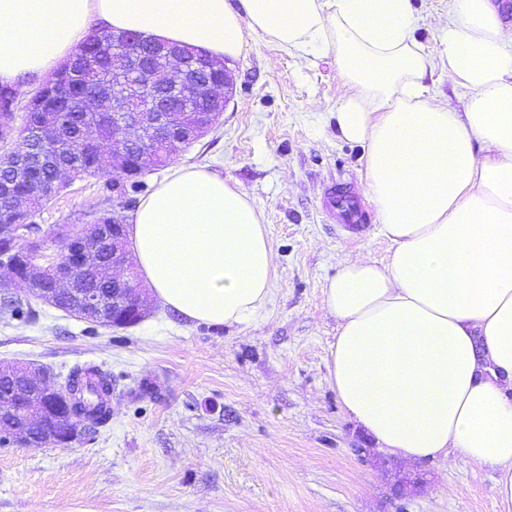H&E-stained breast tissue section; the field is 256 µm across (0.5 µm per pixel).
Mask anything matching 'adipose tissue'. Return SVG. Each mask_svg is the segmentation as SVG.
I'll list each match as a JSON object with an SVG mask.
<instances>
[{
	"mask_svg": "<svg viewBox=\"0 0 512 512\" xmlns=\"http://www.w3.org/2000/svg\"><path fill=\"white\" fill-rule=\"evenodd\" d=\"M411 0H0V83L72 56L91 27L213 56L245 32L302 59L333 52L336 129L363 146L386 263L345 258L323 286L337 336L329 382L347 414L406 461L456 451L497 474L512 512V26L491 0L438 23L463 111L435 103ZM137 262L166 307L240 325L271 291L260 214L218 174L181 167L137 206Z\"/></svg>",
	"mask_w": 512,
	"mask_h": 512,
	"instance_id": "adipose-tissue-1",
	"label": "adipose tissue"
}]
</instances>
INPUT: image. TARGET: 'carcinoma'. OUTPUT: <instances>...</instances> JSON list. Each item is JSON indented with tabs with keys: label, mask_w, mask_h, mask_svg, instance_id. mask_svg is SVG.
Listing matches in <instances>:
<instances>
[{
	"label": "carcinoma",
	"mask_w": 512,
	"mask_h": 512,
	"mask_svg": "<svg viewBox=\"0 0 512 512\" xmlns=\"http://www.w3.org/2000/svg\"><path fill=\"white\" fill-rule=\"evenodd\" d=\"M127 36L139 40V48L144 63L153 61L162 49L151 38L138 33L129 32ZM115 33L99 31L92 33L78 47L74 54L72 74L64 76L57 86L45 87L39 94V101L33 104L32 110L24 115L23 124L19 130V144L13 149L17 156L23 159V165L18 168H2L0 174L6 175L8 182L13 185V194L29 200L28 210L20 212L12 204V198L0 196V233L5 234L14 224H25L31 210L49 202L42 195L43 187L56 178L57 168L66 164L77 173L91 177L96 173L112 168V140L118 137L116 128L112 125L109 113L99 115V139L93 144H85L78 151L76 147L77 134L86 123L87 116L81 103L83 98L96 90L103 88L105 83L112 82V71L124 66V55L114 44ZM201 82L221 83L224 80V70L221 68H206L205 60L197 59V66L192 70ZM17 94L8 86H0V117L13 115ZM160 105L175 108L180 111L179 127L186 132L193 129L199 112L210 113L214 120L222 115L220 108L207 98L198 96L189 104L176 99L162 98ZM48 112L60 122L61 134L57 140L47 142L31 138V126L39 122L41 112ZM149 169L140 162L138 150L132 146L127 148V164L121 170L119 177L129 182L130 191L135 194L143 192L147 183L143 177ZM116 219L112 210L99 208L90 213L89 234L85 244L94 248L107 264H112V224ZM4 250L10 251L7 261H0V267L6 269L11 263L21 264L31 258L26 244H12L4 239L0 241ZM75 284L79 288L95 290L112 287V280L105 282L98 278L93 269H86L76 275ZM4 313L10 318L20 320L23 315H31L34 309L30 302L16 301L3 305ZM62 384L70 393V412L75 423L66 424L61 429L51 422H44L42 428L35 431L37 441L65 430L77 435V425L83 430H97L105 426L112 418L108 398L112 396V377L96 366H75L71 368Z\"/></svg>",
	"instance_id": "cac0c4a2"
}]
</instances>
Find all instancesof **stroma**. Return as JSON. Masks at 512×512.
I'll use <instances>...</instances> for the list:
<instances>
[{
    "label": "stroma",
    "mask_w": 512,
    "mask_h": 512,
    "mask_svg": "<svg viewBox=\"0 0 512 512\" xmlns=\"http://www.w3.org/2000/svg\"><path fill=\"white\" fill-rule=\"evenodd\" d=\"M415 38L436 101L463 110L448 82L437 18L450 0H411ZM228 65L233 96L214 129L173 166L216 172L260 212L276 254L266 308L208 326L163 304L129 328L105 329L34 301L29 322L0 316V365L112 376V422L75 443L0 446V512H500L496 471L460 454L399 461L344 411L328 380L337 324L323 286L344 256L386 262L390 242L368 217L344 229L329 187L364 191L361 146L336 135L347 95L333 54L302 62L245 36ZM115 174L74 180L30 218L47 254L57 229L106 205ZM419 477L400 494L398 476Z\"/></svg>",
    "instance_id": "1"
}]
</instances>
